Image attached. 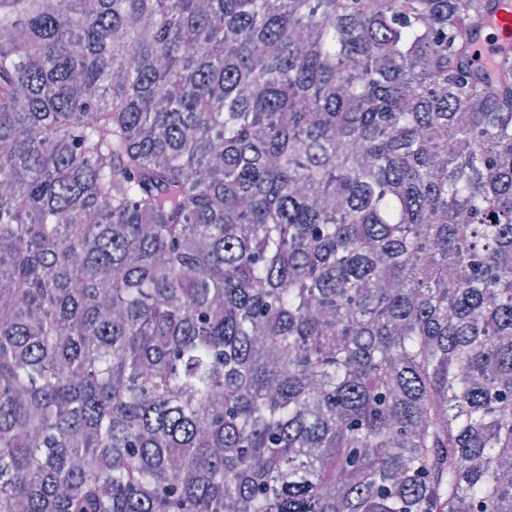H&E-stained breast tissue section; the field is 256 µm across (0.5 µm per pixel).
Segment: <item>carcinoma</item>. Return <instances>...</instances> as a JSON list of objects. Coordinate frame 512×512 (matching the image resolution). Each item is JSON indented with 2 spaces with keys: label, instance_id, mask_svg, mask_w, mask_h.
I'll return each mask as SVG.
<instances>
[{
  "label": "carcinoma",
  "instance_id": "1",
  "mask_svg": "<svg viewBox=\"0 0 512 512\" xmlns=\"http://www.w3.org/2000/svg\"><path fill=\"white\" fill-rule=\"evenodd\" d=\"M507 0H0V512H512ZM488 29L495 31V42L488 41L485 33ZM466 39L472 48L473 64L477 67L484 66L489 58L499 53L504 44L512 40V7L501 10L488 28L467 33Z\"/></svg>",
  "mask_w": 512,
  "mask_h": 512
}]
</instances>
